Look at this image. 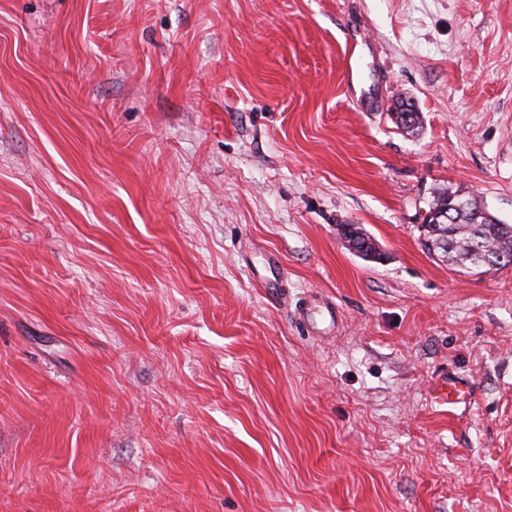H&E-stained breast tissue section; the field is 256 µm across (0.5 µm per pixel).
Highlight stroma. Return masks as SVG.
<instances>
[{
  "label": "stroma",
  "mask_w": 512,
  "mask_h": 512,
  "mask_svg": "<svg viewBox=\"0 0 512 512\" xmlns=\"http://www.w3.org/2000/svg\"><path fill=\"white\" fill-rule=\"evenodd\" d=\"M444 188L512 224V0H0V512H512ZM471 393V384L466 378L448 376L441 383H437L432 389V398L442 401L448 406H454L464 402Z\"/></svg>",
  "instance_id": "1"
}]
</instances>
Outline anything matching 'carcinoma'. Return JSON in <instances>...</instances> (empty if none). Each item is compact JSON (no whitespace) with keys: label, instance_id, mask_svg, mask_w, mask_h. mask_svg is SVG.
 <instances>
[{"label":"carcinoma","instance_id":"carcinoma-1","mask_svg":"<svg viewBox=\"0 0 512 512\" xmlns=\"http://www.w3.org/2000/svg\"><path fill=\"white\" fill-rule=\"evenodd\" d=\"M467 205L458 224H429L425 235L435 242L447 239L453 243L448 250L446 262L463 265H474V269L483 267L477 265L478 256L487 253L502 252V258L497 266L504 267L512 263V224H493L484 217L486 206L475 196L465 197ZM487 271L492 267L483 268Z\"/></svg>","mask_w":512,"mask_h":512}]
</instances>
